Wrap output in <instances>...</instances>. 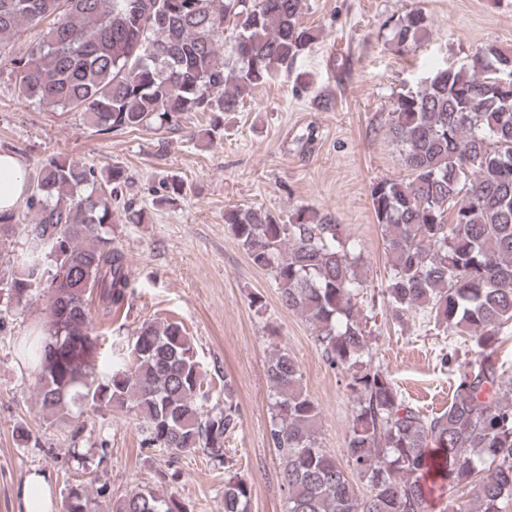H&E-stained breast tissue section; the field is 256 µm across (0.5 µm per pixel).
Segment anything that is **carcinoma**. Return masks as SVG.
Masks as SVG:
<instances>
[{"label": "carcinoma", "instance_id": "carcinoma-1", "mask_svg": "<svg viewBox=\"0 0 512 512\" xmlns=\"http://www.w3.org/2000/svg\"><path fill=\"white\" fill-rule=\"evenodd\" d=\"M304 0H0V49L37 31L13 61L20 96L75 111L96 131L170 129L187 112L212 114L194 137L211 144L223 116L253 89L309 50L316 32L301 22ZM429 21L412 9L392 24V44L416 49ZM388 133L407 171L370 185L388 277L392 322L422 311L451 333L474 339L481 359L459 373L444 411L426 415L390 375L372 365L357 300L367 288L359 244L311 209L282 219L235 206L224 223L251 263L270 272L285 309L303 315L327 366L349 374L355 395L341 464L323 448L318 406L283 347L267 362V440L280 461L286 512H429L430 474L471 498H448L444 512H502L512 499V382L494 357L498 330L512 322V51L488 44L468 68L446 67L398 96ZM128 176L51 157L26 198L34 224L27 250L0 275L4 308L20 307L42 281L49 303L33 345L37 399L51 423L110 408L135 413L171 461L202 450L224 466V512H248L251 486L226 456L224 438L241 424L231 382L212 414L207 370L182 325L143 323L115 359L99 363L92 308L121 311L134 292L126 255L112 238V200ZM182 182L157 197L172 205ZM108 373L97 376L99 366ZM369 487L358 494L356 481ZM110 498L103 483H72L65 512H94ZM118 512H187L154 490L125 495Z\"/></svg>", "mask_w": 512, "mask_h": 512}]
</instances>
